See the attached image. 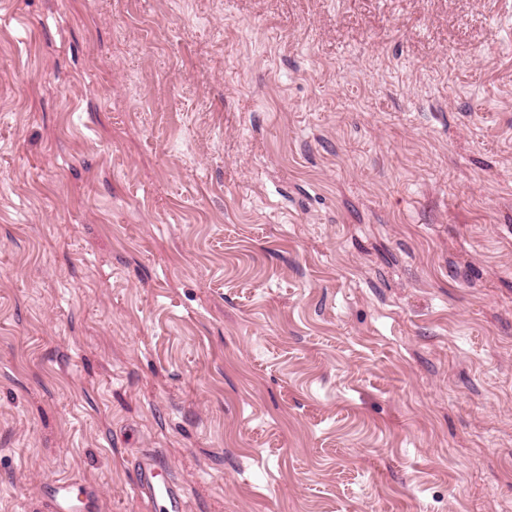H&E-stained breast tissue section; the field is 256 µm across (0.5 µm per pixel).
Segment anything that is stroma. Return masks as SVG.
<instances>
[{"instance_id":"35a3bbf8","label":"stroma","mask_w":512,"mask_h":512,"mask_svg":"<svg viewBox=\"0 0 512 512\" xmlns=\"http://www.w3.org/2000/svg\"><path fill=\"white\" fill-rule=\"evenodd\" d=\"M512 512V0H0V512ZM163 467L152 456H145L138 466L133 491L153 506L166 512H188L189 504L178 487L163 475ZM49 512H100L99 498L83 493V498L74 491L73 485L66 479H55L45 484L42 491Z\"/></svg>"}]
</instances>
